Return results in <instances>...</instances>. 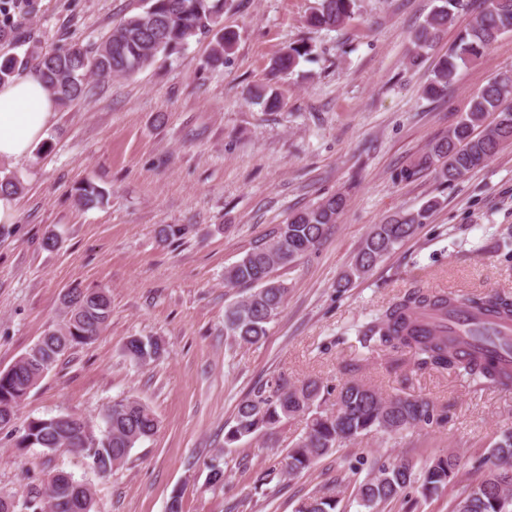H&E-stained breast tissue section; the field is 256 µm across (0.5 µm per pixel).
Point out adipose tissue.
Returning a JSON list of instances; mask_svg holds the SVG:
<instances>
[{
    "label": "adipose tissue",
    "mask_w": 512,
    "mask_h": 512,
    "mask_svg": "<svg viewBox=\"0 0 512 512\" xmlns=\"http://www.w3.org/2000/svg\"><path fill=\"white\" fill-rule=\"evenodd\" d=\"M56 110L37 72L0 85V162L29 158Z\"/></svg>",
    "instance_id": "obj_1"
}]
</instances>
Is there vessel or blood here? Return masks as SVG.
<instances>
[{"instance_id": "b4317fda", "label": "vessel or blood", "mask_w": 512, "mask_h": 512, "mask_svg": "<svg viewBox=\"0 0 512 512\" xmlns=\"http://www.w3.org/2000/svg\"><path fill=\"white\" fill-rule=\"evenodd\" d=\"M479 325L491 330V340L469 339V330ZM443 328L448 329L449 333L466 337L468 349L483 352L488 361L498 363L512 360V319L456 312L445 317H429L420 324V329L424 332Z\"/></svg>"}]
</instances>
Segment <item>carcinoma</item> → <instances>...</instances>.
I'll list each match as a JSON object with an SVG mask.
<instances>
[{
	"mask_svg": "<svg viewBox=\"0 0 512 512\" xmlns=\"http://www.w3.org/2000/svg\"><path fill=\"white\" fill-rule=\"evenodd\" d=\"M231 0H144L137 13L116 23L94 46L71 43L53 52L35 50L24 56L6 55L0 59V82L30 70L38 72L61 105L84 98L91 91V79L100 82L133 74L153 65L159 56L185 47L190 39L211 31ZM414 30L409 59L415 64L434 46L441 32L450 25L455 11L469 0H442ZM354 19V0H319V7L306 19L314 30L336 29ZM512 32V0H482V8L467 26L460 29L448 51L432 69L425 95L432 100L448 96L460 68L466 67L503 34ZM236 35L225 31L211 48L210 62H224L235 45ZM313 54L307 41L285 47L274 61L273 71H292L300 59ZM512 145V69L491 76L469 96V108L448 131L434 142L421 165L434 169L443 183L465 177L500 149ZM103 199L102 190L92 183L78 188L77 202L92 207ZM347 204L342 193H334L288 214L270 238L255 245L237 262L225 268L224 285L248 288L224 311V335L232 342L257 344L269 331L285 305L288 285L272 278V272L295 264L322 241L329 226L336 223ZM437 198L427 200L413 211H397L376 224L362 241L351 265L339 281L347 287L372 270L396 246L412 237L419 225L437 209ZM63 323L45 332L9 369L0 371V430L11 427L15 411L29 391L62 356L79 345L88 344L108 327L112 299L105 290H89L80 285L68 288L63 296ZM468 310L478 314L512 317V297L505 293H441L410 288L391 301L369 322L354 326L357 341L364 348L402 351L410 354L420 369L464 373L495 386L512 385V369L500 370L476 356L464 354L459 341L448 332L434 330L426 336L416 333L418 322L432 314ZM158 341L133 336L126 353L145 363L160 354ZM331 391L312 378L294 384L280 381L241 400L234 424L224 435V447L272 431L291 419L305 420L304 432L284 454L270 460L259 477L263 485L280 484L283 477L297 475L320 459L332 454L344 440L373 432L398 436L423 426L441 424L443 414L427 399L411 395L395 399L383 397L365 383L346 382L329 403ZM62 413L29 421L15 443L17 448H43L51 453L68 449L87 460L91 469L107 476L123 466L133 448L156 434L160 421L139 398L126 396L112 400L104 414L105 428L100 437L80 436ZM460 461L445 454L417 463L400 458L383 463L356 486L357 505L365 512L377 509L415 492L426 499L448 488L457 475ZM512 466V430L499 440L473 471V480L451 502L448 512H512L504 506L512 499V486L495 492V471ZM54 488L53 512H93L91 486L64 470L51 473ZM45 479L26 483L21 494L0 490V512H17L4 507L3 499L14 502L24 512H42L40 490ZM340 493L315 492L298 499L294 512H338Z\"/></svg>",
	"mask_w": 512,
	"mask_h": 512,
	"instance_id": "obj_1",
	"label": "carcinoma"
}]
</instances>
